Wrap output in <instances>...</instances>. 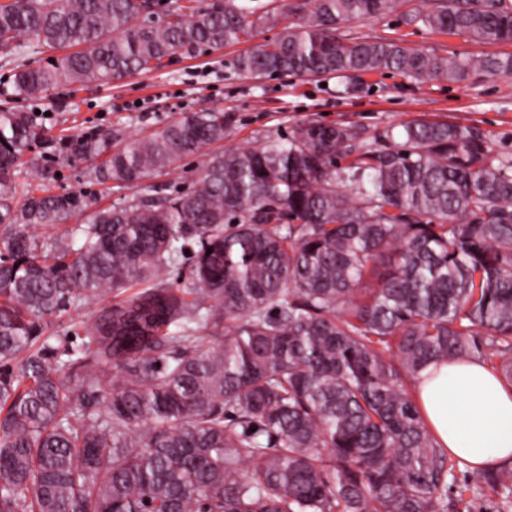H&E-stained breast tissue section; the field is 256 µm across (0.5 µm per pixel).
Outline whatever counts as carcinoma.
<instances>
[{"instance_id":"carcinoma-1","label":"carcinoma","mask_w":512,"mask_h":512,"mask_svg":"<svg viewBox=\"0 0 512 512\" xmlns=\"http://www.w3.org/2000/svg\"><path fill=\"white\" fill-rule=\"evenodd\" d=\"M407 25L512 43V0H428ZM398 0H6L15 93L110 83L183 55L274 40L247 76L397 72L452 83L512 73V54L441 56L337 34ZM224 110L144 137L60 147L129 202L88 212L52 193L26 112L0 109V512H463L484 488L512 509V465L456 487L462 461L413 396L433 361L482 360L512 386V153L482 129L417 119L393 132L308 122L220 153ZM202 157L190 191L150 180ZM40 183L35 185L33 180ZM61 245L33 233L74 215ZM212 253H207V250ZM192 262L188 285L167 275ZM89 333L53 319L100 297Z\"/></svg>"}]
</instances>
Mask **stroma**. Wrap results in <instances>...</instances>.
<instances>
[{
  "instance_id": "1",
  "label": "stroma",
  "mask_w": 512,
  "mask_h": 512,
  "mask_svg": "<svg viewBox=\"0 0 512 512\" xmlns=\"http://www.w3.org/2000/svg\"><path fill=\"white\" fill-rule=\"evenodd\" d=\"M427 0H402L398 12L379 20L346 25L353 36L402 38L416 48L440 55L481 53L485 46L459 36L405 24L402 16L426 9ZM249 43L224 47L209 55L182 58L162 70L137 74L109 85L64 90L36 100L13 94L14 64L0 58V107L15 106L35 116L49 138L41 151L58 154L59 138L95 127H117L125 134L145 136L161 129L184 111L223 109L228 117L224 149L257 146L266 137L286 134L310 121L356 123L379 133L399 131L413 119L448 120L488 131L496 149L512 152V74L476 75L462 83L436 79L416 83L394 73L363 77L354 93L337 78L284 74L253 79L234 66ZM50 188L84 192L93 208L135 198L132 190L116 192L90 180L84 164H56Z\"/></svg>"
}]
</instances>
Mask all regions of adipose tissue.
<instances>
[{"mask_svg":"<svg viewBox=\"0 0 512 512\" xmlns=\"http://www.w3.org/2000/svg\"><path fill=\"white\" fill-rule=\"evenodd\" d=\"M415 398L437 441L470 469L512 463V389L482 361L430 364Z\"/></svg>","mask_w":512,"mask_h":512,"instance_id":"1","label":"adipose tissue"}]
</instances>
